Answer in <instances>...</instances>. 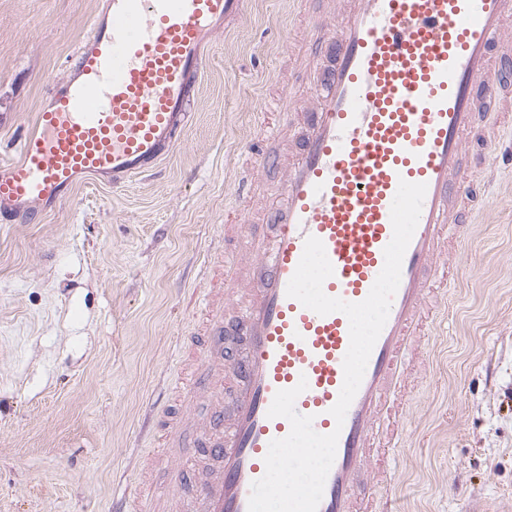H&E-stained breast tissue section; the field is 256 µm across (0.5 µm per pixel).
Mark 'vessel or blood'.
<instances>
[{
    "instance_id": "1",
    "label": "vessel or blood",
    "mask_w": 512,
    "mask_h": 512,
    "mask_svg": "<svg viewBox=\"0 0 512 512\" xmlns=\"http://www.w3.org/2000/svg\"><path fill=\"white\" fill-rule=\"evenodd\" d=\"M250 0H107L51 104L23 131L18 156L0 159V223L68 195L86 177L125 185L178 144L191 114L202 49L245 12ZM314 50L313 105L294 86L280 99L302 117L293 150L272 152L279 125L250 148L252 172L283 171L272 207L235 211L226 246L205 262L208 289L198 331L179 343V377L161 421L167 448H197L220 474L172 471L154 512H248L253 481L265 473L286 418H268L277 391L306 379L295 409L321 434L338 432L337 452L317 512H394L390 481L367 499L363 475L399 438L411 355L424 343L429 281L448 271L455 223H474L484 192L463 164L465 138L481 132L494 150L493 112H512V0H347L329 22L295 0ZM427 192L405 252L388 320L360 388L336 423L330 410L344 381L349 321L319 315L286 294L307 237L319 238L334 274L328 296L356 303L369 294L393 235L390 209L400 181ZM201 408L197 421L175 406ZM193 490L184 500L185 490Z\"/></svg>"
}]
</instances>
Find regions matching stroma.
Returning a JSON list of instances; mask_svg holds the SVG:
<instances>
[{"mask_svg":"<svg viewBox=\"0 0 512 512\" xmlns=\"http://www.w3.org/2000/svg\"><path fill=\"white\" fill-rule=\"evenodd\" d=\"M103 0H0V155L15 157ZM289 0H254L203 52L191 119L153 174L88 178L0 223V512H113L155 451L147 425L197 327L200 268L235 203L257 115L294 146L279 88ZM448 275L445 309L406 380L398 512H512V163Z\"/></svg>","mask_w":512,"mask_h":512,"instance_id":"obj_1","label":"stroma"}]
</instances>
